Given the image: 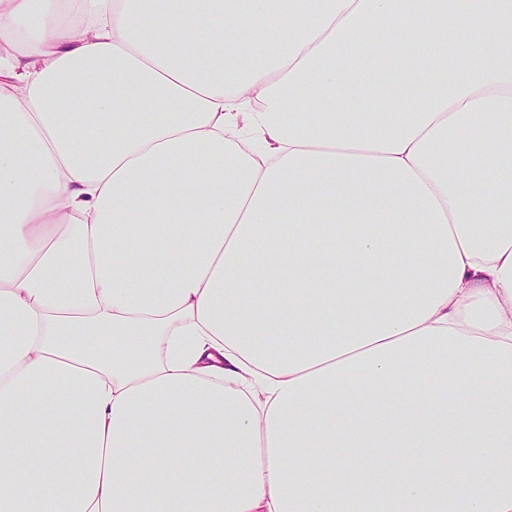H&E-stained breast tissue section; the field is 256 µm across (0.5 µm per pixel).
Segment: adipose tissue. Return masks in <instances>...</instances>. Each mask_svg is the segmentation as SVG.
<instances>
[{
  "label": "adipose tissue",
  "mask_w": 512,
  "mask_h": 512,
  "mask_svg": "<svg viewBox=\"0 0 512 512\" xmlns=\"http://www.w3.org/2000/svg\"><path fill=\"white\" fill-rule=\"evenodd\" d=\"M0 43V512H512V0Z\"/></svg>",
  "instance_id": "obj_1"
}]
</instances>
